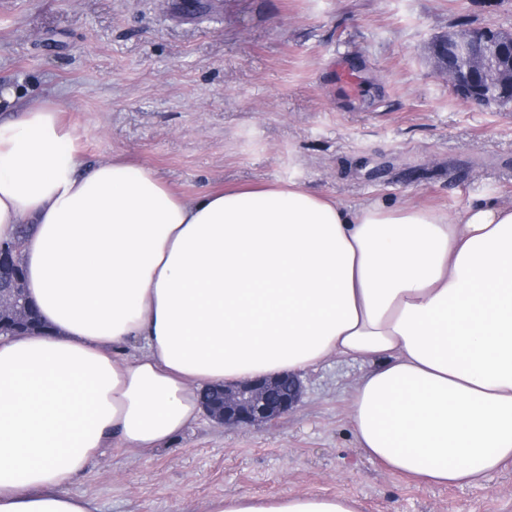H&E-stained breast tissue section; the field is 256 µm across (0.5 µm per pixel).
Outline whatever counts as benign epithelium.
Masks as SVG:
<instances>
[{
	"label": "benign epithelium",
	"instance_id": "7a95c632",
	"mask_svg": "<svg viewBox=\"0 0 512 512\" xmlns=\"http://www.w3.org/2000/svg\"><path fill=\"white\" fill-rule=\"evenodd\" d=\"M429 57L453 92L463 101L488 106L501 95L512 97V31L492 27L451 30L434 39ZM24 240L0 245V336L30 329L31 308L16 282ZM303 384L295 374L226 384L204 403L205 415L217 424L247 428L287 415L299 402Z\"/></svg>",
	"mask_w": 512,
	"mask_h": 512
}]
</instances>
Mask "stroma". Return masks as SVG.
Masks as SVG:
<instances>
[{
  "label": "stroma",
  "instance_id": "35a3bbf8",
  "mask_svg": "<svg viewBox=\"0 0 512 512\" xmlns=\"http://www.w3.org/2000/svg\"><path fill=\"white\" fill-rule=\"evenodd\" d=\"M0 0V86L62 103L91 167L144 164L183 197L296 185L358 206L455 215L512 204V106L456 97L428 58L459 28L512 31V0ZM345 63L356 101L336 83ZM368 363L301 375L294 410L230 429L201 419L144 458L104 449L66 488L96 512H201L224 495H348L361 512H512V462L428 486L358 447L352 387Z\"/></svg>",
  "mask_w": 512,
  "mask_h": 512
}]
</instances>
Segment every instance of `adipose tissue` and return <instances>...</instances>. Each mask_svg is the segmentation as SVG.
<instances>
[{
    "instance_id": "obj_1",
    "label": "adipose tissue",
    "mask_w": 512,
    "mask_h": 512,
    "mask_svg": "<svg viewBox=\"0 0 512 512\" xmlns=\"http://www.w3.org/2000/svg\"><path fill=\"white\" fill-rule=\"evenodd\" d=\"M0 241L29 225L42 331L0 342V512H94L64 493L103 448L148 456L207 386L368 362L359 448L430 485L512 461V206L456 216L298 186L188 200L146 166L86 168L59 104L0 90ZM202 512H360L282 492Z\"/></svg>"
}]
</instances>
